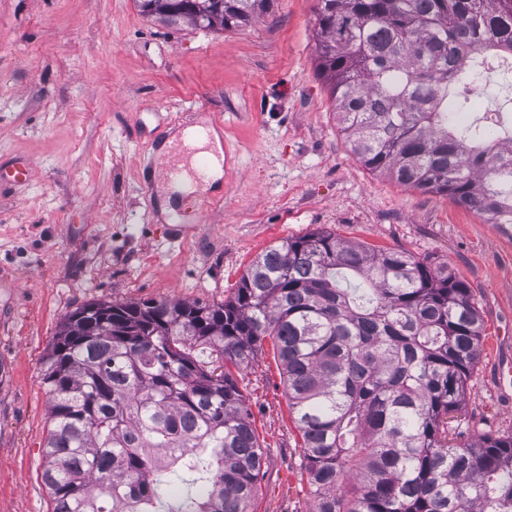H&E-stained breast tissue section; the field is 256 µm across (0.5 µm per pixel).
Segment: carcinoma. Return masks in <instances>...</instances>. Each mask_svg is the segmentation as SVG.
<instances>
[{"instance_id": "obj_1", "label": "carcinoma", "mask_w": 512, "mask_h": 512, "mask_svg": "<svg viewBox=\"0 0 512 512\" xmlns=\"http://www.w3.org/2000/svg\"><path fill=\"white\" fill-rule=\"evenodd\" d=\"M270 8L224 0L207 28ZM317 51L356 161L512 224V158L494 155L512 150V113L455 121L492 56L512 57V0H320ZM482 327L449 267L322 229L257 256L222 303L85 306L45 360L52 512H249L263 453L225 365L268 336L315 512H512V434L457 445L448 429ZM169 471L190 483L164 500Z\"/></svg>"}]
</instances>
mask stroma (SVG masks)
<instances>
[{
	"instance_id": "35a3bbf8",
	"label": "stroma",
	"mask_w": 512,
	"mask_h": 512,
	"mask_svg": "<svg viewBox=\"0 0 512 512\" xmlns=\"http://www.w3.org/2000/svg\"><path fill=\"white\" fill-rule=\"evenodd\" d=\"M319 0H274L241 29L164 26L134 0H0V512H52L43 359L95 303H220L263 251L323 228L446 265L484 321L461 442L512 433V238L376 175L317 69ZM215 128L224 175L164 211L162 145ZM263 466L250 512H314L303 439L265 340L235 374Z\"/></svg>"
}]
</instances>
